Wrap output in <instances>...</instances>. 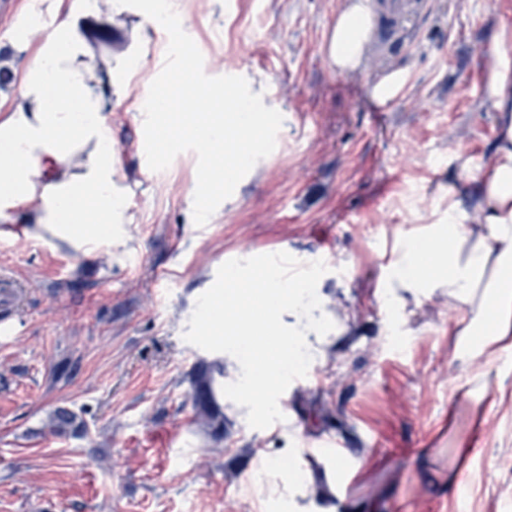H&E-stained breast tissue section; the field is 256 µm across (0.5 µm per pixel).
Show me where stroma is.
Masks as SVG:
<instances>
[{
  "label": "stroma",
  "mask_w": 512,
  "mask_h": 512,
  "mask_svg": "<svg viewBox=\"0 0 512 512\" xmlns=\"http://www.w3.org/2000/svg\"><path fill=\"white\" fill-rule=\"evenodd\" d=\"M28 0L0 7V107L21 71L11 47ZM351 0H181L178 15L210 76L245 77L283 123L275 150L197 226L188 215L196 155L147 174L136 97L163 68L164 29L100 0L80 20L95 73L141 63L110 113L117 178L132 216L121 257L87 263L45 243L0 238V278L15 300L0 336V512H264L251 481L261 454L300 464L335 512H512V360L457 354L447 289L382 303L398 237L436 222L456 156L487 159L497 113L493 51L512 0H415L383 49L375 30L361 66L338 73L324 42ZM405 77L373 111L374 84ZM328 253L317 295L335 326L302 382L280 398L284 421L250 428L224 403V439L194 422L189 374L211 352L183 334L197 298L231 258ZM85 435L58 437L56 408ZM340 442L351 467L320 449ZM462 479L463 502L448 498ZM48 431L56 436H75L84 431V423L73 410L55 409L45 424Z\"/></svg>",
  "instance_id": "1"
}]
</instances>
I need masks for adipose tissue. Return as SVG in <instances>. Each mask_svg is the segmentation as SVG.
Returning a JSON list of instances; mask_svg holds the SVG:
<instances>
[{
	"label": "adipose tissue",
	"mask_w": 512,
	"mask_h": 512,
	"mask_svg": "<svg viewBox=\"0 0 512 512\" xmlns=\"http://www.w3.org/2000/svg\"><path fill=\"white\" fill-rule=\"evenodd\" d=\"M53 31L38 49L15 40L22 75L10 108L0 113V238L44 242L83 260L111 253L123 239L126 193L116 181L108 113L127 97L130 62L95 74L86 59L81 0H52ZM371 33L365 0H353L327 37L337 72L356 69ZM490 96L498 135L488 162L449 183L443 222L400 240L389 265L385 306L400 313L404 295L444 288L464 307L459 356L474 361L512 350V59L498 52ZM254 470L268 497L288 512L303 505L306 479L258 455Z\"/></svg>",
	"instance_id": "obj_1"
}]
</instances>
